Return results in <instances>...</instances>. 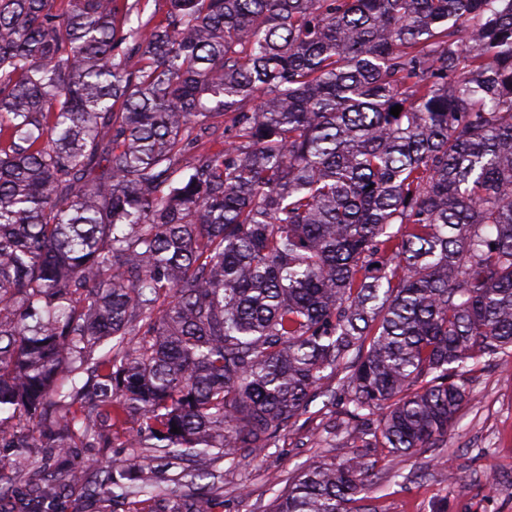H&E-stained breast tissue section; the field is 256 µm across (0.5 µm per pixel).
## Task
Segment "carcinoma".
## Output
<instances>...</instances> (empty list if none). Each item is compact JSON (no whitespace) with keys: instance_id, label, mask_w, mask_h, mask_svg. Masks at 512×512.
I'll use <instances>...</instances> for the list:
<instances>
[{"instance_id":"cac0c4a2","label":"carcinoma","mask_w":512,"mask_h":512,"mask_svg":"<svg viewBox=\"0 0 512 512\" xmlns=\"http://www.w3.org/2000/svg\"><path fill=\"white\" fill-rule=\"evenodd\" d=\"M156 2L0 0V502L114 429L203 480L347 370L351 452L272 512H375L359 449L440 447L512 355V0Z\"/></svg>"}]
</instances>
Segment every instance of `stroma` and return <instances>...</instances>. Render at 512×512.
Instances as JSON below:
<instances>
[{
	"label": "stroma",
	"instance_id": "stroma-1",
	"mask_svg": "<svg viewBox=\"0 0 512 512\" xmlns=\"http://www.w3.org/2000/svg\"><path fill=\"white\" fill-rule=\"evenodd\" d=\"M344 417L342 404L314 400L293 419L275 444L257 456L229 461L216 456L213 488L215 512H272L301 469L315 460L342 458L344 442L335 424ZM122 433L108 448H80L77 458L122 464L138 458L156 492L178 497L194 494L185 473L188 460L168 466L152 459L150 449L126 448ZM373 503L379 512H433L447 504V512H512V495L490 492L489 474L503 487L512 483V370L500 361H483L470 387L469 401L448 429L441 448H420L412 454L369 457Z\"/></svg>",
	"mask_w": 512,
	"mask_h": 512
}]
</instances>
